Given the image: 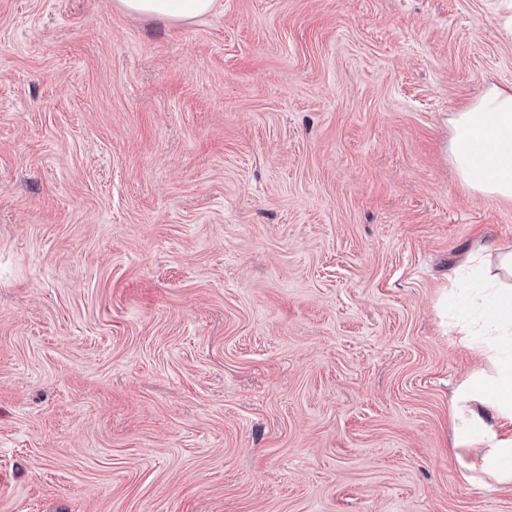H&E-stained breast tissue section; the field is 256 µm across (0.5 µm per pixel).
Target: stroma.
Listing matches in <instances>:
<instances>
[{
  "label": "stroma",
  "instance_id": "stroma-1",
  "mask_svg": "<svg viewBox=\"0 0 512 512\" xmlns=\"http://www.w3.org/2000/svg\"><path fill=\"white\" fill-rule=\"evenodd\" d=\"M492 84L512 0H0V512H512L443 307ZM129 13L158 19L191 20L206 15L215 0H119Z\"/></svg>",
  "mask_w": 512,
  "mask_h": 512
}]
</instances>
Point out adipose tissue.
<instances>
[{"label": "adipose tissue", "instance_id": "1", "mask_svg": "<svg viewBox=\"0 0 512 512\" xmlns=\"http://www.w3.org/2000/svg\"><path fill=\"white\" fill-rule=\"evenodd\" d=\"M130 13L191 20L211 12L216 0H119ZM449 158L461 181L479 195L512 202V87L491 86L473 103L452 113ZM489 153L477 161V145ZM465 263L477 285L479 315L458 321L469 349L488 370L463 381L454 395L457 445L470 453L468 470L512 484V245L487 253L478 246Z\"/></svg>", "mask_w": 512, "mask_h": 512}]
</instances>
